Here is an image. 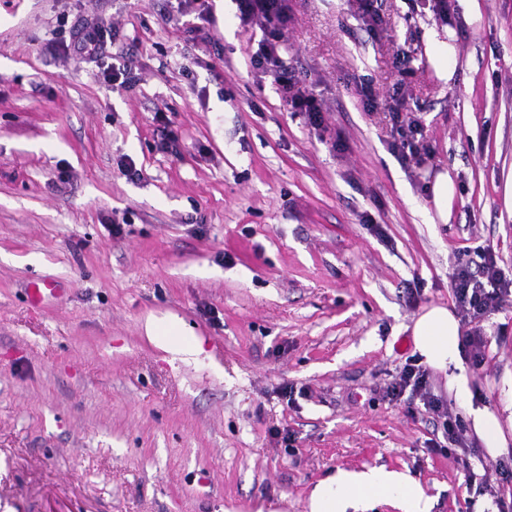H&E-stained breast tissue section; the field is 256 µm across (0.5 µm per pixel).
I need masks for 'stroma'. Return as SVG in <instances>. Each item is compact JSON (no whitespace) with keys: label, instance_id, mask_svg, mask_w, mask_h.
<instances>
[{"label":"stroma","instance_id":"1","mask_svg":"<svg viewBox=\"0 0 512 512\" xmlns=\"http://www.w3.org/2000/svg\"><path fill=\"white\" fill-rule=\"evenodd\" d=\"M209 2L212 48L163 0H0V512H309L319 482L371 468L411 476L432 512H478L457 447L383 389L418 314L453 307L458 266L489 246L512 275V0H451L445 22L431 0H373L374 27L354 0H289L285 61L322 101L317 129L258 84L234 0ZM96 16L132 88L64 54ZM369 91L408 98L420 168ZM42 279L61 293L36 307ZM166 315L198 353L147 336ZM483 336L474 402L499 414L512 305ZM432 199L438 217L444 222L448 219V172L437 175L432 186Z\"/></svg>","mask_w":512,"mask_h":512}]
</instances>
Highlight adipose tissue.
<instances>
[{
    "label": "adipose tissue",
    "mask_w": 512,
    "mask_h": 512,
    "mask_svg": "<svg viewBox=\"0 0 512 512\" xmlns=\"http://www.w3.org/2000/svg\"><path fill=\"white\" fill-rule=\"evenodd\" d=\"M459 336L458 320L443 305L424 308L412 326L415 351L429 367L446 375L449 392L464 406L474 433L494 456L506 450V436L496 414L472 403ZM381 499L399 501L403 512H431V503L415 479L381 468L343 470L321 482L311 496L310 512H356L367 502Z\"/></svg>",
    "instance_id": "obj_1"
}]
</instances>
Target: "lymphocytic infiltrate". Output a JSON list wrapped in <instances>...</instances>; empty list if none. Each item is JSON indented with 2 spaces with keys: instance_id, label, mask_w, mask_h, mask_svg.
Here are the masks:
<instances>
[{
  "instance_id": "f902f5d3",
  "label": "lymphocytic infiltrate",
  "mask_w": 512,
  "mask_h": 512,
  "mask_svg": "<svg viewBox=\"0 0 512 512\" xmlns=\"http://www.w3.org/2000/svg\"><path fill=\"white\" fill-rule=\"evenodd\" d=\"M235 3L241 25L261 32L257 49L250 56V65L259 81H270L279 98L293 111L305 114L311 126H321L324 115L319 99L311 86L299 79L284 60L288 0H235ZM166 15L171 20H185L188 42H211L208 0H176L175 5L168 7ZM108 32V26L101 21L74 23L70 28L68 45L73 59L86 64H101ZM389 108L401 138V159L409 158L419 164L425 162L430 147L425 141L420 117L408 113L404 100L400 98L393 99ZM451 288L461 317L462 347L473 364H480L485 348L480 325L504 306L512 305V279L506 277L495 257L487 253L477 268L458 267L452 275ZM384 393L392 402L400 401L406 395L419 399L433 426L442 428L451 441H461L462 424L451 419L446 401L432 392L429 373L421 365L405 364Z\"/></svg>"
}]
</instances>
